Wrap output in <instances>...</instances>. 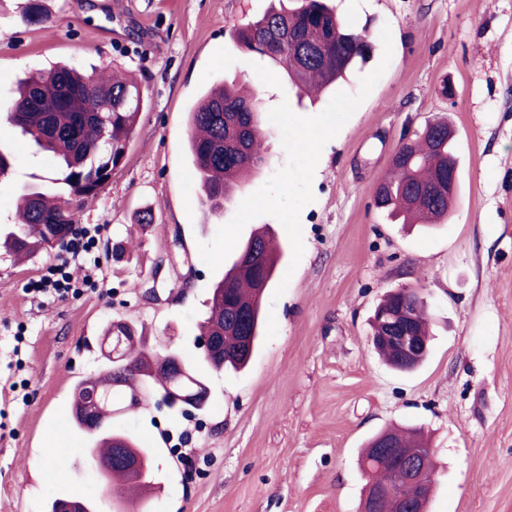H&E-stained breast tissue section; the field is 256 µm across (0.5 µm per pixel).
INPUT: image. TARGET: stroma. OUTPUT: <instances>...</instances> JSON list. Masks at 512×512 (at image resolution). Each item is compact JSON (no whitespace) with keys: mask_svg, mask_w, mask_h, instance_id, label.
Listing matches in <instances>:
<instances>
[{"mask_svg":"<svg viewBox=\"0 0 512 512\" xmlns=\"http://www.w3.org/2000/svg\"><path fill=\"white\" fill-rule=\"evenodd\" d=\"M43 2L49 21L34 24L26 0H0V113L19 79L57 62L125 70L146 107L123 163L77 209V227H102L74 272L79 294L32 289L63 246L21 264L0 249V512H47L69 491L113 512L85 462L88 434L65 423L75 383L96 373L116 321L198 363L212 287L261 226L281 254L248 367L205 371L209 404L193 416L160 403L112 417L139 444L167 436L152 512H358L359 450L392 424L421 428L434 450L429 512H512V0H331L374 52L315 104L232 37L271 0ZM227 79L260 99L266 161L212 214L187 114ZM311 116L331 134L314 138ZM440 118L455 129L454 208L433 228L395 223L375 208V185L396 149ZM57 169L31 148L14 156L0 177L1 229L19 193L53 187ZM285 181L289 208L244 210ZM146 210L152 223L139 221ZM401 286L418 289L431 315L430 356L410 373L368 343L375 306ZM53 454L67 481L50 479Z\"/></svg>","mask_w":512,"mask_h":512,"instance_id":"1","label":"stroma"}]
</instances>
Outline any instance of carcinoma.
Returning a JSON list of instances; mask_svg holds the SVG:
<instances>
[{
    "instance_id": "1",
    "label": "carcinoma",
    "mask_w": 512,
    "mask_h": 512,
    "mask_svg": "<svg viewBox=\"0 0 512 512\" xmlns=\"http://www.w3.org/2000/svg\"><path fill=\"white\" fill-rule=\"evenodd\" d=\"M237 43L281 69L299 90L319 95L346 79L358 60L370 56L368 37L346 29L325 0H297L268 10L233 32ZM144 99L137 83L122 71L105 78L59 65L25 80L6 115V121L21 130L24 143L54 154L60 161L56 181L74 197H88L100 189V180L119 157L127 154ZM262 115L257 104L226 82L209 88L189 112L188 148L193 170L202 192L201 202L209 211L224 209L233 198V188L256 173L263 164ZM454 131L446 121L427 125L418 138L399 147L380 190L381 207L388 216L404 224L448 218L454 199L448 197V164H457ZM76 212L71 201L40 188L25 189L17 200V225L0 237V247L15 258L32 256L47 239L70 234ZM277 250L267 234H256L212 292L210 316L202 325L203 335L224 340V354L205 357L216 371L246 367L252 357L261 325V302L272 278ZM405 303L415 331L428 339L423 297L416 288L402 287L386 296V308ZM123 340H113L107 328L103 355L96 377L79 381L73 391L71 416L76 427L94 418L104 419L85 449L86 458L111 457L118 449L144 458L149 482L153 451L131 449L125 438L112 432V414L118 406L135 407L138 384L155 396L185 408L201 410L205 400H176L207 386L195 368L187 374L158 366L159 361L177 363L175 353L160 355L142 339H133L137 329L125 325ZM378 353L399 371L413 370L427 357L423 350L408 363L399 361L389 346ZM404 448L423 445L416 430L389 429ZM373 437L364 448L361 463L373 461V479L403 480L402 468L388 453L373 454Z\"/></svg>"
}]
</instances>
